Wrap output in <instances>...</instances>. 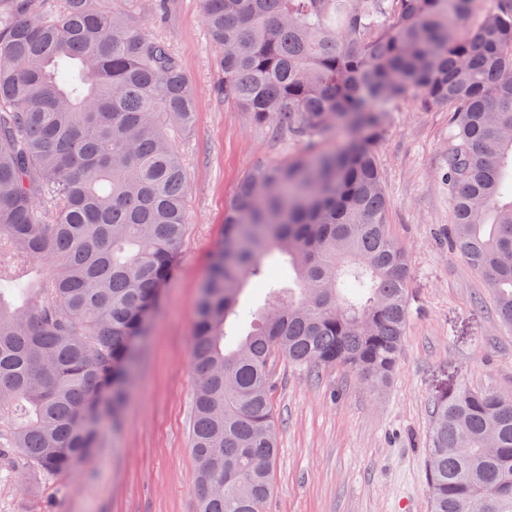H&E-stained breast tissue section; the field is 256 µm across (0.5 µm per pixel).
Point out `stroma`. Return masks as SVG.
Returning <instances> with one entry per match:
<instances>
[{"instance_id": "35a3bbf8", "label": "stroma", "mask_w": 512, "mask_h": 512, "mask_svg": "<svg viewBox=\"0 0 512 512\" xmlns=\"http://www.w3.org/2000/svg\"><path fill=\"white\" fill-rule=\"evenodd\" d=\"M113 5L167 42L194 86L195 123L172 131L189 174L179 269L141 344L122 422L106 430L98 456L65 478L35 470L17 454L0 457V512H197L189 444L199 286L242 179L308 146L250 122L217 95L222 73L202 0H169L160 21L151 0ZM386 110L375 151L388 229L410 260L400 358L376 386L345 366L277 363L278 454L265 512H431L427 448L437 398L460 386L512 394V327L499 320L485 279L448 244V114L417 98Z\"/></svg>"}]
</instances>
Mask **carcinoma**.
Wrapping results in <instances>:
<instances>
[{
	"label": "carcinoma",
	"instance_id": "cac0c4a2",
	"mask_svg": "<svg viewBox=\"0 0 512 512\" xmlns=\"http://www.w3.org/2000/svg\"><path fill=\"white\" fill-rule=\"evenodd\" d=\"M478 3L203 0L222 98L294 135L352 136L253 169L224 214L191 343L198 512H265L277 361L377 384L397 364L409 259L387 230L381 105L448 111L449 243L512 325V0ZM195 111L167 43L126 14L0 0V448L47 473L77 471L121 423L179 267L189 179L170 130ZM38 267L29 300L9 303ZM252 282L271 306L242 307ZM427 462L432 512H512V396L442 394Z\"/></svg>",
	"mask_w": 512,
	"mask_h": 512
}]
</instances>
